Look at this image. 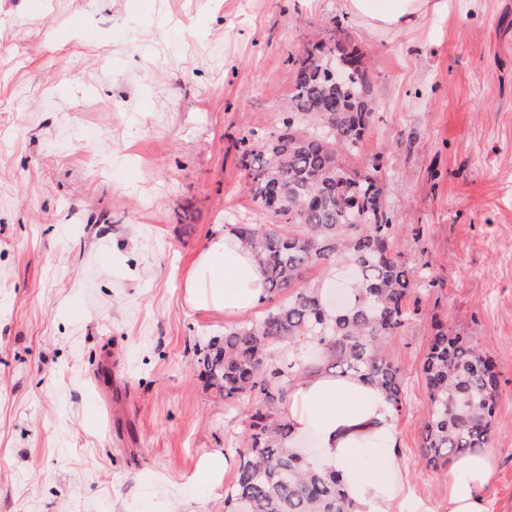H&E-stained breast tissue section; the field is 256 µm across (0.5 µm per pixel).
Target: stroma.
Returning <instances> with one entry per match:
<instances>
[{
	"mask_svg": "<svg viewBox=\"0 0 512 512\" xmlns=\"http://www.w3.org/2000/svg\"><path fill=\"white\" fill-rule=\"evenodd\" d=\"M337 37L377 78L379 159L398 250L435 284L386 348L417 497L437 326L496 366L488 512H512V0H448L397 34L344 0H0V512H224L204 465L239 448L255 400L206 384L196 347L231 317L184 281L220 224L268 223L241 135L281 129L293 62ZM103 418L91 424L88 410Z\"/></svg>",
	"mask_w": 512,
	"mask_h": 512,
	"instance_id": "1",
	"label": "stroma"
}]
</instances>
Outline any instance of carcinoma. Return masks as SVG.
Listing matches in <instances>:
<instances>
[{
    "instance_id": "cac0c4a2",
    "label": "carcinoma",
    "mask_w": 512,
    "mask_h": 512,
    "mask_svg": "<svg viewBox=\"0 0 512 512\" xmlns=\"http://www.w3.org/2000/svg\"><path fill=\"white\" fill-rule=\"evenodd\" d=\"M377 79L358 50L334 38L295 60V77L275 136L240 139L246 190L259 202L267 187L280 191L277 223L241 226L262 264L266 298L276 304L257 322L224 329L199 349L208 385L224 403L256 395L244 447L235 448L236 476L224 490V512H348L338 474L308 466L285 447L288 423L276 413L291 384L288 345L311 337L326 346L340 374H359L384 389L400 409L402 367L386 354L389 339L413 314L409 267L397 249L409 225L388 208L380 165L357 169V154L372 122ZM343 265L352 272L344 309L331 317L318 285L303 284L313 268ZM428 412L421 436L423 461L437 467L448 455L488 444L497 375L467 336L438 332L422 365Z\"/></svg>"
}]
</instances>
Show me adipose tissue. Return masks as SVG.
<instances>
[{
  "label": "adipose tissue",
  "mask_w": 512,
  "mask_h": 512,
  "mask_svg": "<svg viewBox=\"0 0 512 512\" xmlns=\"http://www.w3.org/2000/svg\"><path fill=\"white\" fill-rule=\"evenodd\" d=\"M447 6V0H345L349 16L384 33L418 27ZM265 295L263 271L238 225L219 226L188 272L186 301L239 315L257 308ZM277 414L288 424V447L314 438L323 467L341 475L350 512H406L414 492L401 463L397 410L381 389L354 375L314 369L291 384ZM491 477L489 452L455 459L447 512H487L482 492Z\"/></svg>",
  "instance_id": "ef3b65f1"
}]
</instances>
